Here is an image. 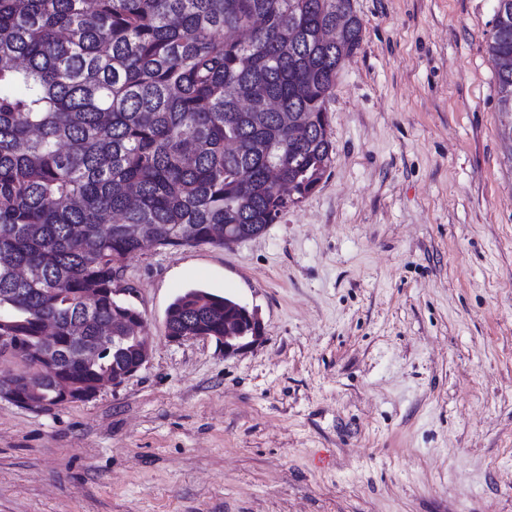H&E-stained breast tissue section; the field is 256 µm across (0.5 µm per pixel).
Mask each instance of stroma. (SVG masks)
<instances>
[{
  "instance_id": "stroma-1",
  "label": "stroma",
  "mask_w": 512,
  "mask_h": 512,
  "mask_svg": "<svg viewBox=\"0 0 512 512\" xmlns=\"http://www.w3.org/2000/svg\"><path fill=\"white\" fill-rule=\"evenodd\" d=\"M353 4L320 185L258 237L127 259L149 362L86 402L0 400V512H512L497 0ZM189 287L258 308L262 340L168 342Z\"/></svg>"
}]
</instances>
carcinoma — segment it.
Segmentation results:
<instances>
[{"instance_id": "cac0c4a2", "label": "carcinoma", "mask_w": 512, "mask_h": 512, "mask_svg": "<svg viewBox=\"0 0 512 512\" xmlns=\"http://www.w3.org/2000/svg\"><path fill=\"white\" fill-rule=\"evenodd\" d=\"M362 32L351 0H0V339L40 351L48 322L65 367L19 395L93 388L136 357V308L112 296L129 256L256 234L317 188ZM488 51L512 112V27ZM229 301L181 292L169 334L224 335ZM105 326L108 353L69 365Z\"/></svg>"}]
</instances>
